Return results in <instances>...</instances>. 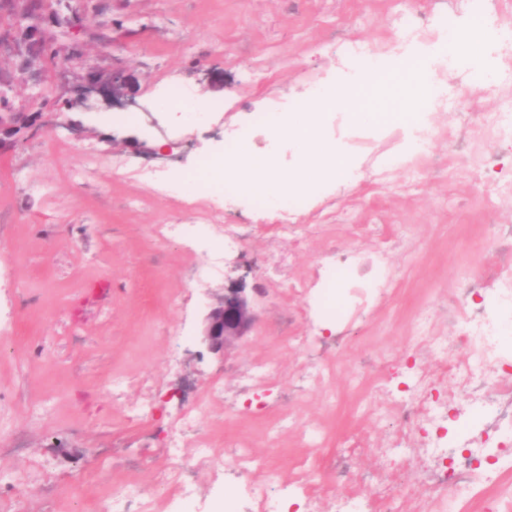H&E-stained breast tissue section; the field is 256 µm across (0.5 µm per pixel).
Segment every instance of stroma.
<instances>
[{
    "label": "stroma",
    "mask_w": 512,
    "mask_h": 512,
    "mask_svg": "<svg viewBox=\"0 0 512 512\" xmlns=\"http://www.w3.org/2000/svg\"><path fill=\"white\" fill-rule=\"evenodd\" d=\"M60 26L45 37L79 45L74 74L110 71L121 58L135 79L140 111L93 102L63 110L61 126L45 128L20 149L0 154V481L9 482L31 458L47 459L52 482L24 486L25 512H97L93 492L80 484L105 477L152 486L170 464L165 446L173 419L192 408L207 383L224 381L223 404L204 412L200 426L232 454L250 448L276 469L271 495L307 470L309 485L336 496L377 499L398 485V512H412L427 487L424 460L399 419L370 400L376 385L408 400L417 369L450 382L447 369L425 359L417 336L453 337L451 302L467 288L491 305L496 279L512 242L494 238V225H512V202L492 199L496 177L512 176V149H498L496 173L467 161L470 121L499 103L473 93L466 118L433 116L437 136L418 178H378L383 158L401 151L404 127L373 129L351 123L343 111L325 114L321 133L345 147L356 177L323 187L298 216L300 239L277 230L279 216L253 208L249 197L225 199L224 223L248 235L208 270V250L185 240H157L152 226L201 224L209 208L198 194L171 188L198 156L222 152L224 141L250 126L255 113L297 109L300 95L334 77L340 45L349 39L394 42L389 14L465 17L464 0H48ZM24 45L0 55L11 102L37 107L38 92L20 66ZM207 69L221 71L216 83ZM215 107L204 122L179 121L153 107L169 79ZM82 127L72 135L66 122ZM289 265L273 277V249ZM348 257L347 273L328 282L331 251ZM385 252V267L376 255ZM469 279H460V271ZM263 288L260 317L229 360L200 342L205 305L223 294L228 278ZM179 293V304L168 301ZM40 346L31 355L30 346ZM329 368L333 394L308 385L300 371L308 358ZM259 360L280 368V409L294 408L320 426L325 439L301 447L286 429L270 434L275 412L242 390L238 371ZM132 384L153 379L156 410L139 425L127 421L123 401L104 382L112 370ZM445 443L483 439V422L464 394ZM394 442L391 467L381 470L368 442ZM349 454L345 468L336 460ZM200 494L181 512H212L224 495L243 486L233 475H195Z\"/></svg>",
    "instance_id": "35a3bbf8"
}]
</instances>
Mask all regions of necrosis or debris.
Segmentation results:
<instances>
[{
	"label": "necrosis or debris",
	"mask_w": 512,
	"mask_h": 512,
	"mask_svg": "<svg viewBox=\"0 0 512 512\" xmlns=\"http://www.w3.org/2000/svg\"><path fill=\"white\" fill-rule=\"evenodd\" d=\"M473 2L475 7L471 27L478 31L487 23L496 27V36L488 47L494 77L483 85L482 91L487 95H497L507 89L512 91V26H499L496 14L484 11L483 0ZM393 21L400 33L394 44L351 40L343 44V53L352 61L365 60L375 64L387 54L401 55L412 46L434 47L443 44L448 36L443 27L425 21L400 15L394 16ZM468 50V44L458 43L437 57V85L427 93L422 104L424 111H459L469 85L462 80L455 86H447L444 73L450 69H460L461 59ZM488 141L512 146V100L481 120L472 132L470 159L475 168L484 171L494 169L496 165L495 155L483 149ZM156 233L164 239L171 236L187 240L218 238L224 245L233 247L239 246L241 238L246 235L244 228L227 230L220 224H162ZM458 317L461 325L453 342L446 343L435 336L420 337L419 342L435 361L455 368L457 388L468 392L477 410H493V402L484 396L488 387L486 373L504 359L498 338L503 327L512 322V274L499 278L491 308L479 312L463 302L458 306ZM450 404V399L437 398L433 412L422 416L406 410L392 398L387 397L382 401L386 413L401 416L409 426L413 453L426 459L432 466L427 493L418 499L415 512H436L449 487L469 490L478 484L493 485L498 489L497 495L483 505V512H500L501 507L512 504V484L503 480L504 474L512 472V425L494 427L485 440L470 441L466 451L456 452L455 449L443 447L438 437L439 430L448 419ZM199 414L196 408L183 412L168 434L166 446L171 464L158 486L164 488V495H157V488L137 482L122 483L101 498L103 512H152L156 505L161 506L163 512H175L180 503L193 499L196 493L193 481L195 470L205 469L215 476L223 474L224 462L228 459H225L222 449L214 447L209 438L201 433ZM481 457L493 458L495 468L482 470L476 467L475 461ZM229 460L233 462L237 477L245 478L263 470L268 480L264 486H246L234 512H277L267 489L268 484L276 480V472L271 469L268 460L244 447L238 448Z\"/></svg>",
	"instance_id": "4bbe7bcc"
}]
</instances>
